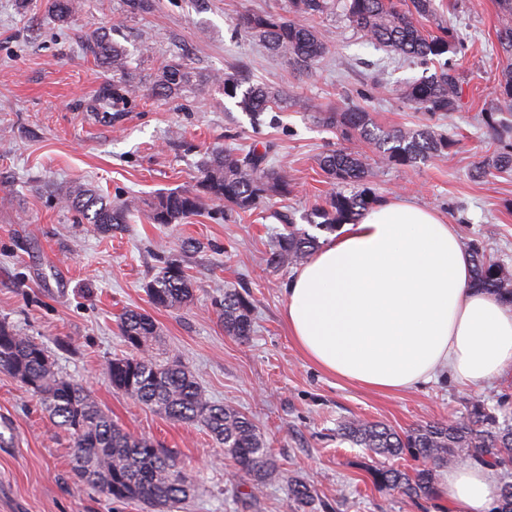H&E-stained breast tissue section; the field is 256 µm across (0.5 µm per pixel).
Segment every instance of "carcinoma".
I'll list each match as a JSON object with an SVG mask.
<instances>
[{
    "label": "carcinoma",
    "instance_id": "obj_1",
    "mask_svg": "<svg viewBox=\"0 0 512 512\" xmlns=\"http://www.w3.org/2000/svg\"><path fill=\"white\" fill-rule=\"evenodd\" d=\"M48 10L57 21L67 24L78 9L77 0H47ZM333 0H289L288 15L248 12L237 25L257 36L265 46L300 70L313 69L329 52V41L320 31L294 20L296 15H320L329 11ZM497 38L504 54L502 79L495 102L485 113V123L494 133L504 125L502 110L512 117V0H498ZM349 23L366 40L398 56L433 63L453 50L459 51L452 31L440 36L423 32L418 18L434 14V0H344ZM90 52L112 64V71L127 73L123 52L104 36L93 32L88 40ZM196 74L180 64L163 69L153 93L174 98L193 85ZM205 83L219 84L224 95L235 99L236 107L254 121L287 102L290 95L265 86L241 89L239 72L208 74ZM404 103L430 118L451 116L460 107V76L447 60L434 73L394 90ZM314 118L321 126L336 132L343 141L361 140L376 147L379 157L392 165L414 168L421 161L448 153L453 142L448 136L426 126L420 129H378L370 113L359 106L324 109ZM274 145L247 152L224 148L211 152L203 162L201 177L192 190L162 193L150 204L147 219L151 224H172L194 215L210 201L230 211L247 212L271 197L285 198L293 192L287 172L269 163ZM320 169L336 184L363 186L360 191L338 190L323 205L314 207L306 220L310 226L332 231L340 224H355L376 201L367 188L375 177L366 155L345 148L329 149L318 158ZM512 171V143L503 146L475 168V175L491 176ZM61 204L81 215V223L105 234L126 223L137 203L133 200L114 206L102 193L76 183L61 198ZM284 231L275 237L266 263L272 268L297 265L319 248V240L297 227L294 218L279 216ZM474 282L480 288L512 301V270L487 258L480 247H473ZM151 302L161 308L180 309L194 296V285L184 260H166L147 287ZM254 304L245 291L224 289L220 317L231 336L246 339L253 331ZM118 328L132 354L115 357L106 364L112 387L139 403L163 412L170 420L199 423L221 445L240 477L252 489L275 477L277 466L255 423L245 414L211 401L200 389L196 376L176 361H164L147 352L157 336L150 316L127 310L118 318ZM0 371L23 382L37 398L49 421L71 441L73 471L80 481L112 499L146 503L160 512H169L189 499L195 487L186 479L177 460L150 439L127 432L104 412L88 388L59 374L49 352L13 327L0 323ZM339 435L355 445L382 456L405 452L415 458L433 459L438 466L470 460L489 467H512V424H499L496 417L473 405L470 416L454 423L430 422L401 433L381 422L347 421L339 425ZM373 485L379 489H399L409 499L437 495L434 475L429 469L412 474L397 469L370 470ZM290 495L297 507L313 501L311 487L293 480Z\"/></svg>",
    "mask_w": 512,
    "mask_h": 512
}]
</instances>
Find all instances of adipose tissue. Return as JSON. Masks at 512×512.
Here are the masks:
<instances>
[{
    "instance_id": "adipose-tissue-1",
    "label": "adipose tissue",
    "mask_w": 512,
    "mask_h": 512,
    "mask_svg": "<svg viewBox=\"0 0 512 512\" xmlns=\"http://www.w3.org/2000/svg\"><path fill=\"white\" fill-rule=\"evenodd\" d=\"M284 318L322 370L382 392L440 372L466 386L512 371V303L475 285L454 225L404 199L347 224L289 279ZM448 512H489L491 468L448 469Z\"/></svg>"
}]
</instances>
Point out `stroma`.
Masks as SVG:
<instances>
[{
  "label": "stroma",
  "instance_id": "stroma-1",
  "mask_svg": "<svg viewBox=\"0 0 512 512\" xmlns=\"http://www.w3.org/2000/svg\"><path fill=\"white\" fill-rule=\"evenodd\" d=\"M423 20L438 35L448 23L462 87L461 106L438 120L453 140L447 156L405 169L380 162L373 145L351 149L376 160L373 188L381 199L404 198L455 224L465 247L512 267V172L477 178L485 156L512 142L491 136L482 120L499 84L503 56L496 36V0H434ZM287 15L288 0H154L129 13L124 0H80L59 25L41 0H0V321L42 343L58 372L87 386L102 410L126 431L173 453L197 485L178 512H292L289 480L311 486L306 512H443L444 500H412L376 489L369 475L384 465L406 472L423 461L385 458L341 440L340 423L360 418L409 431L468 413L473 401L488 412L512 410V373L476 387L441 376L395 393H380L329 375L311 363L288 333L283 291L292 268H268L265 254L282 224L298 227L333 189L319 155L341 147L313 120L319 107H364L384 131L418 127L425 115L395 98L393 88L420 78L423 66L403 63L368 43L343 7L301 24L330 38V54L312 74L294 70L236 27L246 12ZM101 28L121 47L125 77L87 53L85 35ZM179 62L201 74L241 71L248 84L293 90L275 121L254 125L216 85L193 86L175 98L152 96L165 65ZM272 142L274 166L286 167L294 192L256 211L206 205L176 224L130 216L124 229L84 231L60 199L76 183L93 185L112 202H150L193 188L207 153L247 150ZM182 255L194 283L180 309L151 304L147 286L164 258ZM228 287L247 289L254 331L227 335L218 304ZM148 314L158 328L149 350L181 362L210 400L249 415L280 470L261 491L235 472L222 446L202 426L171 421L113 389L106 363L128 349L117 327L127 310ZM70 443L44 417L35 398L0 372V512H149L82 485L71 471Z\"/></svg>",
  "mask_w": 512,
  "mask_h": 512
}]
</instances>
